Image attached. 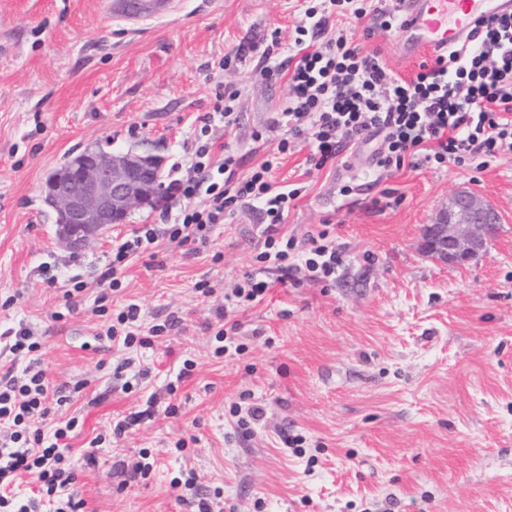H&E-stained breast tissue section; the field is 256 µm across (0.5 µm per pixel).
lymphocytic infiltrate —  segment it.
Masks as SVG:
<instances>
[{
  "instance_id": "1",
  "label": "lymphocytic infiltrate",
  "mask_w": 512,
  "mask_h": 512,
  "mask_svg": "<svg viewBox=\"0 0 512 512\" xmlns=\"http://www.w3.org/2000/svg\"><path fill=\"white\" fill-rule=\"evenodd\" d=\"M375 19L394 31L401 14L371 0H320L305 9L286 57L277 58L273 47L263 49L259 76L288 78L286 104L271 121L272 128L283 129V137L251 169L232 150L215 156L216 141L238 119L237 91L217 94L202 118L195 159L174 182L184 205L164 212L161 224L138 225L113 245L101 282L111 291L121 290L119 275L135 256L163 241L206 243L218 224L245 206L258 211L264 223L254 255L261 269L276 270L280 282L294 286L330 277L341 254L329 229L301 241L281 232L302 190L274 184L273 171L300 143L319 170L374 139L380 146L373 162L389 173L448 165L483 169L512 154V15L481 23L473 40L420 63L409 79L390 71L378 51L357 42L358 29ZM268 287L248 273L225 295L216 311L215 355L247 352V344L238 340L241 324L234 314L261 303ZM179 323L171 314L163 323L143 327L141 309L131 303L113 315L105 336L128 349L148 348ZM49 399L43 371L29 366L0 378V424L10 431L0 441V512H80L83 506L71 490L75 474L69 465V434L77 421L69 419L45 433L41 420L50 411ZM27 473L37 487L34 496L23 498L14 486Z\"/></svg>"
}]
</instances>
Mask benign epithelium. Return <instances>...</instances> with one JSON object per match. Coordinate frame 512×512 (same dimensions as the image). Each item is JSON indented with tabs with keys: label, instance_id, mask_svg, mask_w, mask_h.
I'll use <instances>...</instances> for the list:
<instances>
[{
	"label": "benign epithelium",
	"instance_id": "benign-epithelium-1",
	"mask_svg": "<svg viewBox=\"0 0 512 512\" xmlns=\"http://www.w3.org/2000/svg\"><path fill=\"white\" fill-rule=\"evenodd\" d=\"M162 194L157 159L132 151L85 149L48 173L44 185V202L55 215L57 235L74 250ZM498 223L499 215L489 203L461 190L449 198L444 220L428 225L426 248L448 264L465 265L482 254Z\"/></svg>",
	"mask_w": 512,
	"mask_h": 512
}]
</instances>
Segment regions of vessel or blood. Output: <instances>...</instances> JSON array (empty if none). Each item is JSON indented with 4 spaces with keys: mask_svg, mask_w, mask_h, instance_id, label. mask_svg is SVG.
<instances>
[{
    "mask_svg": "<svg viewBox=\"0 0 512 512\" xmlns=\"http://www.w3.org/2000/svg\"><path fill=\"white\" fill-rule=\"evenodd\" d=\"M510 13L512 0H402L401 52L413 57L447 49L466 40L479 22Z\"/></svg>",
    "mask_w": 512,
    "mask_h": 512,
    "instance_id": "obj_1",
    "label": "vessel or blood"
}]
</instances>
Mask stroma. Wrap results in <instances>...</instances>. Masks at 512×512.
<instances>
[{"mask_svg": "<svg viewBox=\"0 0 512 512\" xmlns=\"http://www.w3.org/2000/svg\"><path fill=\"white\" fill-rule=\"evenodd\" d=\"M113 2L0 0V333L25 323L43 343L51 388L84 384L50 413L80 421L71 444L84 512H189L170 485L188 469L201 491L219 493L223 512H512V154L482 170L391 177L369 172L366 156L319 171L307 169L306 151L287 156L275 182L307 192L284 229L301 240L331 221L343 257L332 277L288 288L266 272L267 299L238 315L249 351L215 355V311L255 267L261 220L246 207L207 245L171 246L160 265L144 253L124 270L115 304H138L147 324L176 314L180 328L137 351L98 339V280L113 241L183 200L134 210L102 242L72 250L44 203L46 175L98 147L156 156L171 184L227 86L240 96L223 143L247 167L260 164L267 151L251 134L280 111L287 87L256 76L257 49L276 27L289 43L304 5L174 0L144 21L115 15ZM388 188L401 200L377 210ZM459 190L500 221L477 260L452 266L427 253L425 231ZM76 279L87 288L66 301ZM199 281L215 295L197 294ZM185 357L196 369L168 395ZM142 368L149 374L135 383ZM243 393L266 412L248 435L228 414ZM140 411L137 426L109 435L112 420ZM284 427L305 437L302 453L281 442ZM145 451L155 470L127 480L124 466Z\"/></svg>", "mask_w": 512, "mask_h": 512, "instance_id": "1", "label": "stroma"}]
</instances>
